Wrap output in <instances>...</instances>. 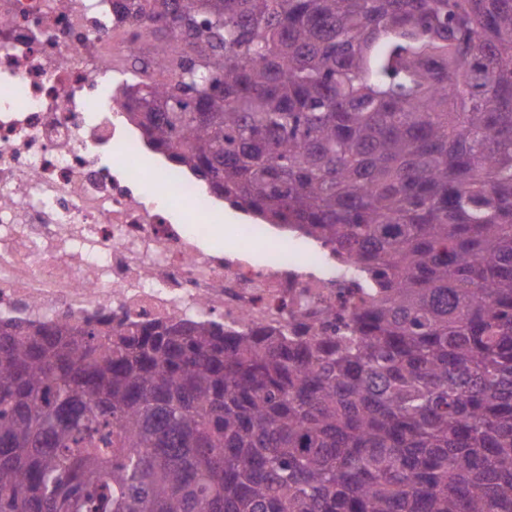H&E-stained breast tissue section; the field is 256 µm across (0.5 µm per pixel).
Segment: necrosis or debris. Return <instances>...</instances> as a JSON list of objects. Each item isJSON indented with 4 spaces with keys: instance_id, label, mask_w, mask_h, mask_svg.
Wrapping results in <instances>:
<instances>
[{
    "instance_id": "1",
    "label": "necrosis or debris",
    "mask_w": 512,
    "mask_h": 512,
    "mask_svg": "<svg viewBox=\"0 0 512 512\" xmlns=\"http://www.w3.org/2000/svg\"><path fill=\"white\" fill-rule=\"evenodd\" d=\"M55 2L0 0V321L320 336L352 316L365 284L320 243L246 224L205 245L213 196L170 161L145 175L152 148L119 104L122 86L157 79L158 34L112 0Z\"/></svg>"
}]
</instances>
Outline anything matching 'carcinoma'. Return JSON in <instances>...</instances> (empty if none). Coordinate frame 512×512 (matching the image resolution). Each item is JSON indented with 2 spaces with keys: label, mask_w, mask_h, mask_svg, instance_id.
<instances>
[{
  "label": "carcinoma",
  "mask_w": 512,
  "mask_h": 512,
  "mask_svg": "<svg viewBox=\"0 0 512 512\" xmlns=\"http://www.w3.org/2000/svg\"><path fill=\"white\" fill-rule=\"evenodd\" d=\"M135 8L186 42L149 144L373 298L310 338L1 322L0 512H512V0Z\"/></svg>",
  "instance_id": "1"
}]
</instances>
